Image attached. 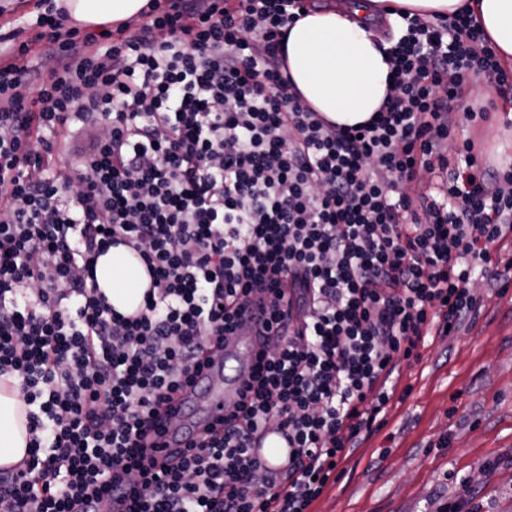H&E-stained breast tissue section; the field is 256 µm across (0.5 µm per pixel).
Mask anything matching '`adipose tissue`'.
<instances>
[{"mask_svg":"<svg viewBox=\"0 0 512 512\" xmlns=\"http://www.w3.org/2000/svg\"><path fill=\"white\" fill-rule=\"evenodd\" d=\"M147 0H61L81 27L117 25L136 18ZM470 4L500 62L512 65V0H357L352 10H310L283 38L288 77L303 102L341 126L378 112L389 92V42L368 23L380 8L425 17L448 15ZM95 279L112 308L129 315L141 308L149 275L135 252L119 244L101 254ZM28 449L25 412L14 391L0 386V467L20 463Z\"/></svg>","mask_w":512,"mask_h":512,"instance_id":"1","label":"adipose tissue"}]
</instances>
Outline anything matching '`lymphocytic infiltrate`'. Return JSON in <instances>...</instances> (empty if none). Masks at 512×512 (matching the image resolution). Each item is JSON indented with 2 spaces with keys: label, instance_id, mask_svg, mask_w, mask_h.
I'll return each mask as SVG.
<instances>
[{
  "label": "lymphocytic infiltrate",
  "instance_id": "f902f5d3",
  "mask_svg": "<svg viewBox=\"0 0 512 512\" xmlns=\"http://www.w3.org/2000/svg\"><path fill=\"white\" fill-rule=\"evenodd\" d=\"M305 0H150L137 30L64 28L0 62V378L18 381L28 452L0 512H117L120 472L164 405L252 312L257 370L220 428L153 461L124 512H312L372 432L402 364L477 314L512 267V167L471 130L478 83L512 84L467 9L398 12L388 98L359 127L291 90L279 36ZM93 129L58 171L56 145ZM459 132L455 159L441 154ZM440 175L415 199L419 172ZM123 244L151 279L108 305L97 258ZM287 434L284 468L252 451Z\"/></svg>",
  "mask_w": 512,
  "mask_h": 512
}]
</instances>
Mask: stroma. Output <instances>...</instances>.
Listing matches in <instances>:
<instances>
[{
	"instance_id": "1",
	"label": "stroma",
	"mask_w": 512,
	"mask_h": 512,
	"mask_svg": "<svg viewBox=\"0 0 512 512\" xmlns=\"http://www.w3.org/2000/svg\"><path fill=\"white\" fill-rule=\"evenodd\" d=\"M476 132L489 164L512 163L502 109ZM420 353L402 368L383 426L338 468L313 512H438L463 479L483 512H512V287L486 295L457 335L427 337Z\"/></svg>"
}]
</instances>
